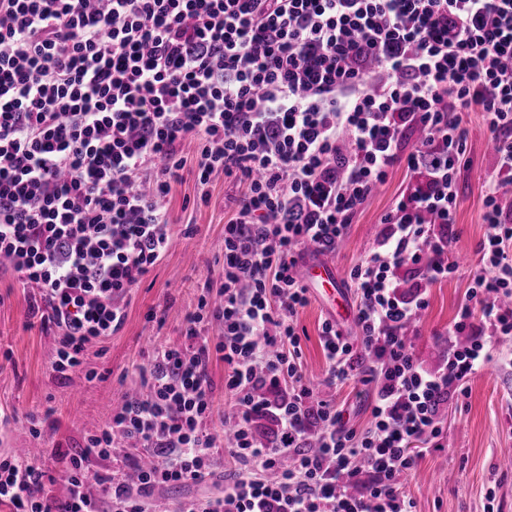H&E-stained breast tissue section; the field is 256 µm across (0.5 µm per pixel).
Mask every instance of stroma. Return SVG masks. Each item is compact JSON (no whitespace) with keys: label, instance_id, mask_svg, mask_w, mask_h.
I'll return each mask as SVG.
<instances>
[{"label":"stroma","instance_id":"obj_1","mask_svg":"<svg viewBox=\"0 0 512 512\" xmlns=\"http://www.w3.org/2000/svg\"><path fill=\"white\" fill-rule=\"evenodd\" d=\"M469 131L466 162L457 175L458 206L453 255L463 269L457 277L429 288L413 341L424 365L436 366L448 342V328L464 299L469 274L479 267L476 248L487 233L481 186L492 158V136L481 113L464 116ZM410 177L403 166L391 169L387 181L354 215L347 235L332 253L306 252L305 261L330 264L342 287L349 272L372 247L380 220L406 190ZM193 177L174 185L165 200L173 220L171 244L164 256L132 290L123 327L103 340L87 344L80 371L64 378L53 371L58 347L54 332L43 330L31 306L37 296L11 274L0 276V413L10 423L0 432V456L19 448H38L53 491L63 488L62 466L55 446L80 449L87 437L103 428L125 397L146 395L138 367L152 344L185 341L184 317L193 311L208 287L218 286L224 267V224L236 209L238 190L231 178L216 177L208 203L195 200ZM331 311L310 295L297 323L304 374L318 392L337 402L354 403L352 386L323 385L326 368L319 327ZM41 422L40 435L30 431L29 417ZM440 447L424 449L417 465L402 479L416 512H512V369L491 366L469 383L466 397L449 400L440 415ZM224 473L197 484L159 488L154 498L167 512L182 501L220 494Z\"/></svg>","mask_w":512,"mask_h":512}]
</instances>
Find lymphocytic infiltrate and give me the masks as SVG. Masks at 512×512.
I'll list each match as a JSON object with an SVG mask.
<instances>
[{
  "instance_id": "1",
  "label": "lymphocytic infiltrate",
  "mask_w": 512,
  "mask_h": 512,
  "mask_svg": "<svg viewBox=\"0 0 512 512\" xmlns=\"http://www.w3.org/2000/svg\"><path fill=\"white\" fill-rule=\"evenodd\" d=\"M466 112L493 135L488 234L452 326L467 343L429 369L409 333L429 286L460 271L449 254ZM409 128L420 138L407 150ZM401 163L414 182L349 272L355 331L331 319L320 331L325 385L362 387L358 429L304 382L297 266L306 250H336ZM188 172L204 203L216 174L240 188L219 304L201 296L185 343L154 348L147 395L126 398L84 451H57L62 495L40 457L12 454L0 505L151 512L158 488L211 476L222 443V494L181 512H414L400 489L413 444H437L449 400L512 342V0H0V259L38 288L59 374L123 326L170 245L164 201ZM216 351L232 406L221 428ZM261 420L274 426L265 440ZM125 440L132 472L88 473V454ZM222 353L213 352L212 364L210 367L214 400V423L219 424L224 418V410L229 408L224 398V359Z\"/></svg>"
}]
</instances>
